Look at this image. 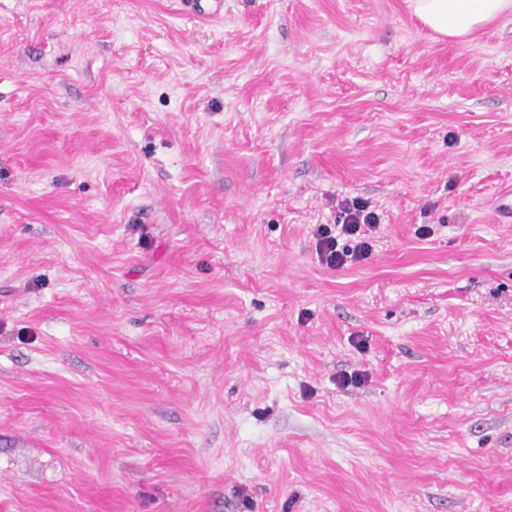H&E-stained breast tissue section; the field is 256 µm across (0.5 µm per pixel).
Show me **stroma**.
<instances>
[{
  "instance_id": "stroma-1",
  "label": "stroma",
  "mask_w": 512,
  "mask_h": 512,
  "mask_svg": "<svg viewBox=\"0 0 512 512\" xmlns=\"http://www.w3.org/2000/svg\"><path fill=\"white\" fill-rule=\"evenodd\" d=\"M511 191V18L0 0V512H512ZM339 219L341 224H318L313 231L318 259L331 269L365 260L372 248L365 229L378 224L368 202L358 198L341 202Z\"/></svg>"
}]
</instances>
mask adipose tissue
<instances>
[{"label": "adipose tissue", "mask_w": 512, "mask_h": 512, "mask_svg": "<svg viewBox=\"0 0 512 512\" xmlns=\"http://www.w3.org/2000/svg\"><path fill=\"white\" fill-rule=\"evenodd\" d=\"M409 7L423 25L458 42L512 16V0H409Z\"/></svg>", "instance_id": "1"}]
</instances>
